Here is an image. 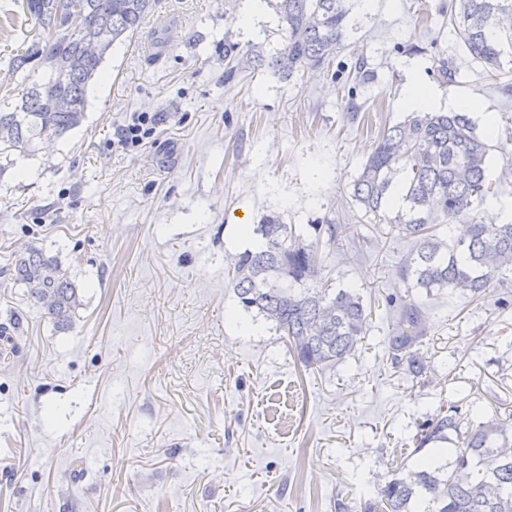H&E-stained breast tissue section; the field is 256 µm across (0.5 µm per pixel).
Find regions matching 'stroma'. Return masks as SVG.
<instances>
[{"instance_id":"1","label":"stroma","mask_w":512,"mask_h":512,"mask_svg":"<svg viewBox=\"0 0 512 512\" xmlns=\"http://www.w3.org/2000/svg\"><path fill=\"white\" fill-rule=\"evenodd\" d=\"M451 3L356 0L336 62L364 59L368 77L350 97L335 67L225 80V43L282 47L273 5L155 0L107 55L81 125L0 157V324L20 320L0 340V512H364L427 458L453 463L454 442H413L440 410L474 426L512 416V280L475 297L414 287L399 273L413 240L351 197L413 80L430 112L481 101L498 192L476 215L512 205V73L487 77ZM33 35L18 0H0V105L34 79L9 65ZM135 112L164 119L140 147H115ZM273 213L317 243L322 282L363 299L364 335L342 362L303 367L229 284L240 236ZM30 244L79 289L71 328L1 272ZM409 303L425 311L418 373L389 348Z\"/></svg>"}]
</instances>
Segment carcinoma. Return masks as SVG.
Masks as SVG:
<instances>
[{
	"instance_id": "1",
	"label": "carcinoma",
	"mask_w": 512,
	"mask_h": 512,
	"mask_svg": "<svg viewBox=\"0 0 512 512\" xmlns=\"http://www.w3.org/2000/svg\"><path fill=\"white\" fill-rule=\"evenodd\" d=\"M152 8V0H23L27 19L37 28L24 53L13 57V71L42 70L8 110L0 109V155L34 151L38 139L61 138L78 127L88 90L117 42L130 40ZM285 33L283 47L266 61L261 53H234L231 78L241 66L266 63L285 77L300 67H327L344 46L352 27L349 0H278ZM512 0H454L449 22L458 40L492 77L501 74L503 55L512 51ZM97 49L90 50V45ZM490 145L476 133L466 112H412L384 130L353 183L352 199L366 213L394 225L417 247L404 260L402 274L413 287L480 295L512 269V223L494 232L470 216L498 184L489 177ZM404 207L393 210L394 198ZM263 243L234 258L229 281L239 304L276 324L305 367L323 368L351 355L363 334L366 308L350 288L329 292L317 279V250L301 245L277 215H265L256 228ZM5 272L27 288L29 297L55 325L66 329L81 305L77 285L56 259L29 245L13 255ZM423 314L405 307L391 349L407 355L421 370L413 347L422 338ZM457 413L437 415L413 437L416 448L457 437L454 471L429 460L425 469L384 485L365 512H512V424L491 418L461 430Z\"/></svg>"
}]
</instances>
